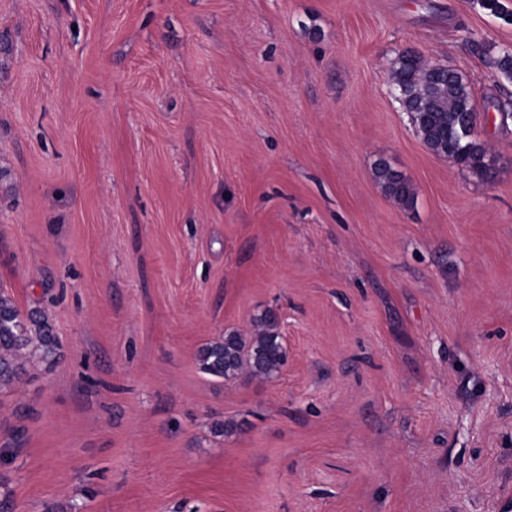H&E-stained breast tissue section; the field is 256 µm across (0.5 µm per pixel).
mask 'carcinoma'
I'll return each mask as SVG.
<instances>
[{
  "mask_svg": "<svg viewBox=\"0 0 512 512\" xmlns=\"http://www.w3.org/2000/svg\"><path fill=\"white\" fill-rule=\"evenodd\" d=\"M392 88L409 114L426 146L458 166L486 176L494 159L472 137L468 120L477 117L471 85L454 68L434 69L418 55L399 54L392 66ZM373 175L382 191L403 206L414 202L409 180L379 158ZM254 336L230 332L198 353L201 369L218 378L235 379L246 372L269 378L279 372L286 350L279 322L267 310L255 322ZM51 364L59 356V342L46 314L38 309L20 311L14 301L0 294V387H9L26 371L29 352Z\"/></svg>",
  "mask_w": 512,
  "mask_h": 512,
  "instance_id": "1",
  "label": "carcinoma"
}]
</instances>
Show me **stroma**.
I'll list each match as a JSON object with an SVG mask.
<instances>
[{"instance_id": "stroma-1", "label": "stroma", "mask_w": 512, "mask_h": 512, "mask_svg": "<svg viewBox=\"0 0 512 512\" xmlns=\"http://www.w3.org/2000/svg\"><path fill=\"white\" fill-rule=\"evenodd\" d=\"M505 48L477 0H0V293L61 345L0 390V500L507 512ZM404 51L468 79L494 182L417 136ZM266 309L277 377L200 370ZM373 175L382 191L403 206L414 202V191L409 180L391 164L379 158L374 162Z\"/></svg>"}]
</instances>
